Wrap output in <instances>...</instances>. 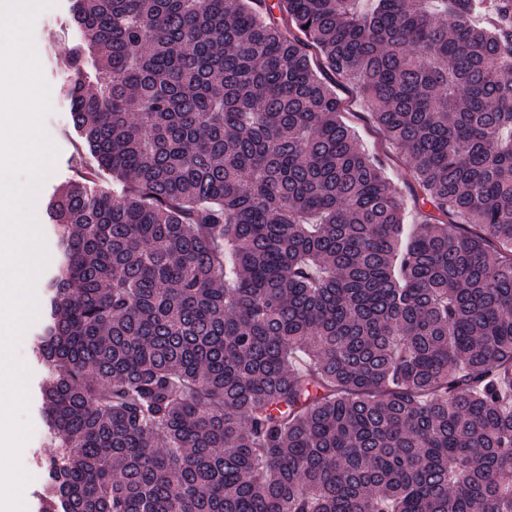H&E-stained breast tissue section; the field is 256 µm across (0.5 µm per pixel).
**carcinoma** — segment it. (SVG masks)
<instances>
[{
	"instance_id": "cac0c4a2",
	"label": "carcinoma",
	"mask_w": 512,
	"mask_h": 512,
	"mask_svg": "<svg viewBox=\"0 0 512 512\" xmlns=\"http://www.w3.org/2000/svg\"><path fill=\"white\" fill-rule=\"evenodd\" d=\"M71 22L92 164L46 207L40 512H512V0ZM339 94L344 98L351 124L358 131L360 138L369 148H377L380 143V136L375 132L364 103L360 100L355 90L351 87H342Z\"/></svg>"
}]
</instances>
